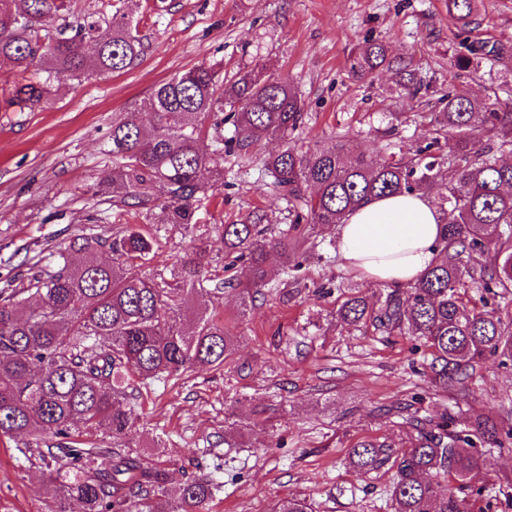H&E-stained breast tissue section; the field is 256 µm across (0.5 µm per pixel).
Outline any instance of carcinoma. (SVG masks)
Returning a JSON list of instances; mask_svg holds the SVG:
<instances>
[{"mask_svg":"<svg viewBox=\"0 0 512 512\" xmlns=\"http://www.w3.org/2000/svg\"><path fill=\"white\" fill-rule=\"evenodd\" d=\"M474 0H448L459 29L475 23ZM108 25L106 38L99 27ZM454 57L460 70H478L503 59L500 48L462 44ZM144 53L132 20L74 14L71 0H0V65L33 69L36 82L14 85L7 105L35 112L64 77L120 73ZM393 66L400 86L415 97L413 58L389 60L380 42L365 41L350 54V69L365 78ZM442 112L430 113L429 136L405 153L387 142L375 155H354L346 143L304 148L294 142L305 123L304 100L272 73L242 68L224 88L216 65L201 64L157 84L147 112L112 121V165L95 194L112 205L161 211L162 224L195 223L196 204L224 185V158L239 167L253 163L264 142L281 149L264 157L260 175L268 192L288 206L289 224L267 237L262 217L222 225L224 279L212 286L202 276L200 255L170 270L149 274L156 239L146 227L118 224L108 236L78 234L50 268L17 277L0 289V439L47 434L56 439L40 458L54 469L45 485L55 512H155L166 496L164 470L131 458L119 448L85 447L77 426L120 440L136 422L125 402L136 380L148 385L181 376L197 365L218 370L235 352L236 339L207 312L192 332L177 318L191 296L203 302L221 290L239 298V318L266 296V260L280 255L287 271L307 260L302 245L312 234L335 237L336 225L365 200L390 194H435V204L453 219L443 225L439 261L414 284L393 288L373 300L349 296L336 321L380 332L417 336L432 350L429 379L435 390L465 383L488 354L512 360V317L479 310L465 301L466 289L481 288L506 299L512 294V106L475 99L461 89L443 93ZM212 122L208 135L206 122ZM233 126L229 137L221 133ZM108 252L112 261L98 258ZM409 447L396 452L386 442H361L349 461L367 474L388 462L396 466L394 512H466L471 474L480 448L512 447V428L496 429L479 416L464 428H448L414 410L406 418ZM457 481L440 492L431 477ZM212 483L191 475L168 502L167 512H210ZM270 512H311L306 498L290 495Z\"/></svg>","mask_w":512,"mask_h":512,"instance_id":"carcinoma-1","label":"carcinoma"}]
</instances>
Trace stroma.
<instances>
[{"label":"stroma","instance_id":"stroma-1","mask_svg":"<svg viewBox=\"0 0 512 512\" xmlns=\"http://www.w3.org/2000/svg\"><path fill=\"white\" fill-rule=\"evenodd\" d=\"M138 23L146 52L123 73L64 80L36 112L0 108V288L35 264H53L77 234L140 224L139 209L113 208L93 188L111 158L108 133L115 118L147 105L154 86L194 66L223 63L225 81L260 64L294 83L307 117L305 143L342 136L354 153L376 154L383 129L403 150L427 133L423 113L444 108L438 88L466 89L484 99L512 67L459 70L451 63L459 29L447 0H166L143 17L145 0H121ZM472 42L512 51V0H476ZM384 43L391 57L414 56L416 75L432 87L422 100L405 94L394 71L367 78L350 70L353 47ZM392 112L406 123L389 127ZM272 228L288 222L286 205L265 189L258 169L224 163V185L195 213L191 230L157 225L152 269L165 272L206 243L208 276L221 279L224 245L217 228L249 213ZM302 277L326 284L324 294L294 287L270 254L273 287L246 319L237 297L214 299L213 315L237 336L224 370L200 366L179 379L152 382L134 399L135 429L126 453L168 473L176 492L186 474L215 485L212 512H268L288 495L305 497L312 512H392V465L355 471L349 452L364 440L404 445L397 406L422 396V411L455 420L480 415L500 421L512 410V362L489 355L465 385L434 391L425 374L430 352L407 334L357 331L332 317L344 294H382L345 269L335 245L323 242ZM50 472L39 457L25 458L14 442H0V512H50L42 493ZM468 512H512V453L489 448L470 480Z\"/></svg>","mask_w":512,"mask_h":512}]
</instances>
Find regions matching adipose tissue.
<instances>
[{"mask_svg": "<svg viewBox=\"0 0 512 512\" xmlns=\"http://www.w3.org/2000/svg\"><path fill=\"white\" fill-rule=\"evenodd\" d=\"M446 217L424 195L373 198L337 227L345 267L373 284L406 286L436 264Z\"/></svg>", "mask_w": 512, "mask_h": 512, "instance_id": "ef3b65f1", "label": "adipose tissue"}]
</instances>
